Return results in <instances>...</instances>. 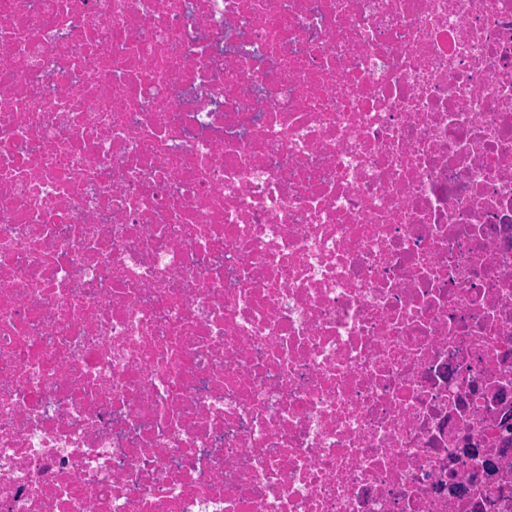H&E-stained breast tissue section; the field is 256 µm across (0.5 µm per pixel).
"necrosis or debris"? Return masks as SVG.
<instances>
[{
  "mask_svg": "<svg viewBox=\"0 0 512 512\" xmlns=\"http://www.w3.org/2000/svg\"><path fill=\"white\" fill-rule=\"evenodd\" d=\"M0 512H512V0H0Z\"/></svg>",
  "mask_w": 512,
  "mask_h": 512,
  "instance_id": "1",
  "label": "necrosis or debris"
}]
</instances>
